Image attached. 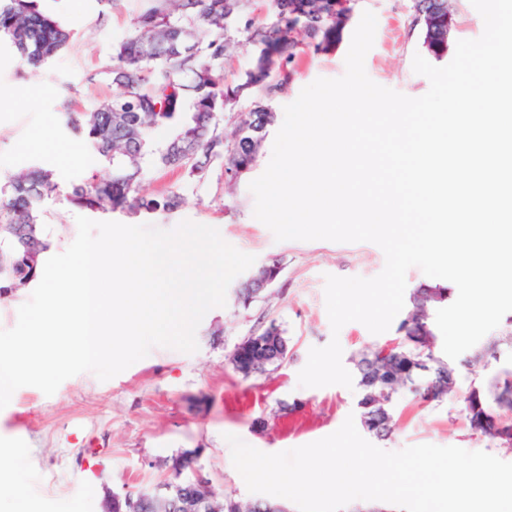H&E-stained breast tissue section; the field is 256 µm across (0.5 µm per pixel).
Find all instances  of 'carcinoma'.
Returning <instances> with one entry per match:
<instances>
[{
  "label": "carcinoma",
  "instance_id": "carcinoma-1",
  "mask_svg": "<svg viewBox=\"0 0 512 512\" xmlns=\"http://www.w3.org/2000/svg\"><path fill=\"white\" fill-rule=\"evenodd\" d=\"M443 14L426 22L434 0H414L426 50L441 59L448 52L442 29L447 27L452 0H440ZM251 0H152L134 18L130 34L115 44L103 74L118 93L89 111L68 109L66 126L84 136L111 173L103 179L71 187L67 199L92 212L154 214L181 207L177 191L139 193L143 164L151 160L177 169L191 181L205 178L214 161L242 170L252 168L274 122L272 109L259 103L240 125L243 135L224 140V112L253 91L271 93L288 84V65L295 57L297 37L291 34L290 13L307 16L304 37L316 51H326L341 38L344 9L332 0H274V12L258 22ZM246 35L258 47L242 81L224 85V65L235 45L232 32ZM0 37L31 68L45 65L71 41V30L39 0H0ZM167 131L157 146L152 134ZM60 192L52 171L32 166L0 187V296L35 281L49 242L42 233V202ZM451 289L442 283L423 285L409 296V310L398 330L410 342L391 351L382 347L353 359L361 389L358 402L362 427L379 440L398 426L393 399L409 391L422 402L442 403L458 392V368L438 352L437 310L448 306ZM500 341L492 339L468 361L473 376L464 396L465 420L474 435L512 450V368H503L494 382H476L491 362L499 361ZM233 352L240 369L267 363L274 371L292 358L280 326L271 323L252 343L240 342ZM272 502L243 503L226 495L214 500L215 512H269Z\"/></svg>",
  "mask_w": 512,
  "mask_h": 512
}]
</instances>
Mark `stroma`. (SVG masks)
Masks as SVG:
<instances>
[{"label": "stroma", "instance_id": "35a3bbf8", "mask_svg": "<svg viewBox=\"0 0 512 512\" xmlns=\"http://www.w3.org/2000/svg\"><path fill=\"white\" fill-rule=\"evenodd\" d=\"M73 39L69 47L36 71L0 46V186L28 167L54 170L62 186L109 174L106 164L69 163L66 150L92 154L90 144L66 128L64 106L83 111L111 97L115 89L104 77L113 46L131 30L133 18L151 0H44ZM377 18L374 44L365 57L368 76L379 85L410 97L424 95L430 83L413 70V57L425 54L422 26L413 0H355L341 40L326 51L300 43L290 65L287 86L268 99L276 119L302 88L315 79L345 72L352 34L364 11ZM272 142H265L252 169L233 184L224 179V161H215L203 182H189L180 172L145 164L141 192L180 190L184 202L172 213L130 218L92 213L95 221H137L164 230L189 220L217 228L227 243L254 255L256 266L280 262L279 280L250 306L237 301L239 281H232L226 304L209 310L197 331L198 349L184 353L156 347L113 378L102 381L84 372L65 380L50 396L32 386L19 388L0 410V444L18 455L0 460L10 488L0 495V512H102L107 492H138L168 477L160 461L194 448L202 449V472L212 489L244 501L254 500L232 463L227 435L240 437L265 453H277L322 439L348 415L358 414V389L298 384L311 348L338 338L342 363L385 344L396 328L372 334L361 323L332 332L325 305V277L377 276L384 268L382 249L371 242L327 240L276 241L254 216L249 183L266 169ZM84 210L57 195L42 204L41 222L49 240L66 250L77 235ZM284 330L292 359L264 375L243 377L228 360L244 337L269 324ZM462 397L428 404L402 393L394 404L398 427L381 449L434 444L483 451L512 462V451L472 435L462 416ZM264 428H253L254 419Z\"/></svg>", "mask_w": 512, "mask_h": 512}]
</instances>
